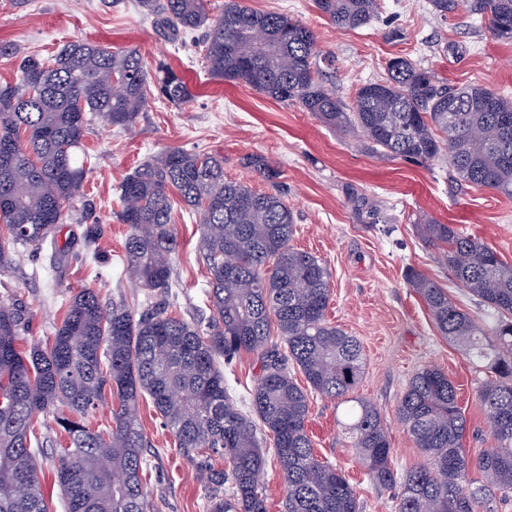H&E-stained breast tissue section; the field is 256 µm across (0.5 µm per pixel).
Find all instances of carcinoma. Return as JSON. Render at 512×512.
<instances>
[{
	"label": "carcinoma",
	"instance_id": "carcinoma-1",
	"mask_svg": "<svg viewBox=\"0 0 512 512\" xmlns=\"http://www.w3.org/2000/svg\"><path fill=\"white\" fill-rule=\"evenodd\" d=\"M441 18L465 6L492 34L512 40V0H430ZM175 37L206 29L196 44L209 74L245 84L352 132L373 152L427 165L446 155L455 177L512 199V97L483 86H455L414 60L397 56L387 77L355 88L350 100L319 81L329 56L316 34L286 13L263 12L246 0H224L210 19L205 0H138ZM338 28H357L380 0H314ZM0 57L18 61L21 77L0 84V272L21 247L57 246L58 225L90 219L83 187V139L91 118L130 129L148 97L179 106L191 99L167 64L149 73L135 49L114 52L76 40L45 59L0 42ZM246 166L272 182L277 169L253 154ZM129 226L124 270L143 288L167 294L170 260L179 248L175 202L195 216L198 252L208 269L206 334L199 324L157 307L141 314L127 301L107 308L92 289L68 303L46 348L21 344L22 305L0 304V512H54L41 490L48 432L36 414H53L65 438L52 458L64 512H149L141 473L147 467L139 405L150 399L179 454L210 484L208 512H267L261 477L276 461L284 512H360L341 469L316 458L307 432L310 394L337 401L342 424L370 481L401 488L395 512H494L497 495H512V264L496 249L433 218L420 235L438 249L458 285L486 316L456 306L448 291L410 269L440 336L488 372L476 394L487 411L492 444L464 448L468 425L448 374L424 367L410 380L397 420L424 463L398 472L378 409L355 395L365 373L360 341L329 323L327 267L292 245L294 215L277 194L224 177L218 155L170 148L129 174L120 186ZM105 233L87 223L83 246L98 255ZM261 359V375L243 412L224 384L220 360L241 353ZM293 363L308 387L288 371ZM112 394V428L94 431L86 415ZM220 457L228 470L214 468ZM483 476L474 487L471 471Z\"/></svg>",
	"mask_w": 512,
	"mask_h": 512
}]
</instances>
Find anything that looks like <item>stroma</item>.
<instances>
[{
	"instance_id": "1",
	"label": "stroma",
	"mask_w": 512,
	"mask_h": 512,
	"mask_svg": "<svg viewBox=\"0 0 512 512\" xmlns=\"http://www.w3.org/2000/svg\"><path fill=\"white\" fill-rule=\"evenodd\" d=\"M255 9L292 15L317 35L334 58L326 86L350 97L365 82L383 79L388 61L405 56L451 83L489 86L512 93V42L494 38L487 24L466 10L437 17L429 0H381L369 25L338 29L313 0H247ZM201 32L172 43L156 17L144 16L134 0H0V41L48 57L72 40L99 42L115 51L137 49L147 70L159 63L179 71L191 100L173 106L150 100L126 131L94 120L84 138L92 158L84 191L92 217L105 228L99 259L82 255L79 225H60L61 248L19 249L0 275V302L21 299L27 308V344L47 345L65 308L63 298L91 288L103 304L127 300L137 308L154 303V293L131 282L119 262L129 228L118 213L119 185L147 158L168 148L218 154L226 178L276 193L294 214L295 248L309 252L331 273L327 319L356 336L366 355L358 396L384 418L393 455L404 471L423 463L410 435L396 418L398 401L412 376L435 366L458 388L468 421L464 444L489 447L488 415L477 399L478 375L465 356L440 336L420 296L405 280L407 269L425 273L462 310L479 305L459 288L447 266L418 237L421 216L452 224L487 242L512 263V199L456 181L447 158L420 166L384 160L364 149L355 134L328 128L298 107L276 102L242 84L211 79L194 47ZM268 158L276 182L262 180L244 159ZM174 231L180 242L172 257L171 309L187 321L207 323L204 290L208 271L196 251L195 218L177 207ZM140 418L150 444L144 485L155 512H206L204 482L177 452L151 404ZM307 431L319 459L340 468L354 487L362 512H395L396 493L375 487L358 463L337 422L336 403L313 396Z\"/></svg>"
}]
</instances>
